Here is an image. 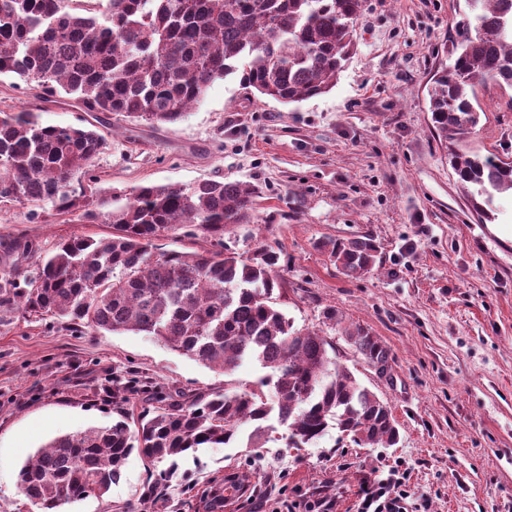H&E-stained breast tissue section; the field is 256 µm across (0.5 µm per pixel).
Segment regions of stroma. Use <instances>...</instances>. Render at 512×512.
Listing matches in <instances>:
<instances>
[{"instance_id": "1", "label": "stroma", "mask_w": 512, "mask_h": 512, "mask_svg": "<svg viewBox=\"0 0 512 512\" xmlns=\"http://www.w3.org/2000/svg\"><path fill=\"white\" fill-rule=\"evenodd\" d=\"M469 14L466 0H365L357 50L325 94L283 104L231 76L175 124L111 116L108 146L93 163L99 210H111L113 192L140 185L216 179L257 188L256 223L230 229L225 246L278 251V308L324 337L337 362L391 407L400 439L361 448L332 429L313 444L263 448L250 459L241 443L155 465L134 453L107 496L68 512H202L203 492L228 470L249 487L234 512H280L282 500L302 495L355 512L363 482L395 466L428 495L429 512H512V196L495 198L493 221L473 211L429 112L432 77ZM477 97L484 114L461 148L512 162V90L489 82ZM0 110L34 113L44 125L77 118L12 75L0 77ZM111 232L48 205L34 212L2 202L0 270L14 241L44 257L72 236ZM366 234L380 258L360 278L340 274L314 247ZM329 308L340 323L325 319ZM351 324L390 348L389 375L346 342ZM265 374L245 360L229 377L245 385ZM229 377L149 336L13 314L0 324V512H39L17 475L52 437L111 426L120 409L140 410L152 394L223 389Z\"/></svg>"}]
</instances>
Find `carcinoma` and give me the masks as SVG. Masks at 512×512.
Listing matches in <instances>:
<instances>
[{"label":"carcinoma","mask_w":512,"mask_h":512,"mask_svg":"<svg viewBox=\"0 0 512 512\" xmlns=\"http://www.w3.org/2000/svg\"><path fill=\"white\" fill-rule=\"evenodd\" d=\"M468 4L477 13L456 27L453 61L433 78L429 111L473 210L490 221L495 195L512 193V163L455 144L481 121L477 84L512 88V0ZM363 7L364 0H0V75L17 76L44 103L63 93L82 113L77 125L53 126L31 112H0V201L49 204L80 222L112 225L109 236L59 243L33 271L23 262L35 249L17 244L20 261L0 271V313L143 333L227 376L246 358L269 371L255 385L155 401L110 427L52 438L18 472L41 512L103 497L134 452L153 464L174 460L233 442L242 424L252 427L249 448L267 447L278 426L289 448L330 427L361 448L397 444L390 407L337 364L321 335L294 328L275 306L279 253L260 245L245 257L224 248L231 227L254 223V188L214 179L144 185L108 212L89 208L99 193L90 167L107 147L108 114L174 124L215 80L234 74L243 88L285 104L324 94L354 48ZM80 169L87 184L74 186ZM181 230L214 249L157 247ZM314 247L349 278L369 273L379 254L370 235ZM344 334L368 365L391 367V350L370 328Z\"/></svg>","instance_id":"1"}]
</instances>
